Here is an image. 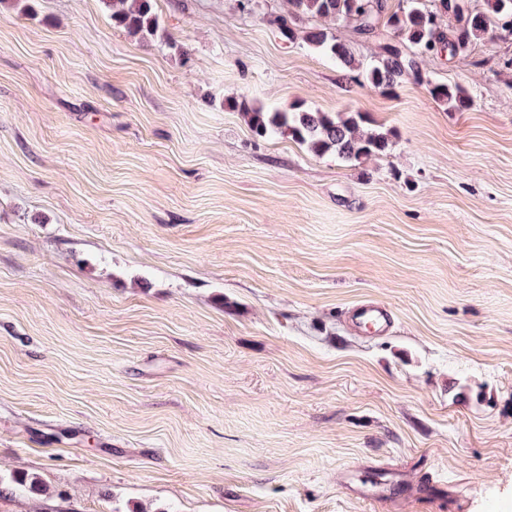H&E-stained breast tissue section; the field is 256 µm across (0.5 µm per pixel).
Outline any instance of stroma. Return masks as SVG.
I'll list each match as a JSON object with an SVG mask.
<instances>
[{
  "label": "stroma",
  "instance_id": "obj_1",
  "mask_svg": "<svg viewBox=\"0 0 512 512\" xmlns=\"http://www.w3.org/2000/svg\"><path fill=\"white\" fill-rule=\"evenodd\" d=\"M154 10L0 5V481L40 479L0 512H512V38L426 61L451 112L280 39L286 0ZM233 98L395 143L318 156ZM110 12L112 23L128 35L139 39L155 36L159 18L153 10V0H102ZM353 317L356 323L367 328H379L386 324L389 315L387 311L376 304L368 303L358 306L354 312Z\"/></svg>",
  "mask_w": 512,
  "mask_h": 512
}]
</instances>
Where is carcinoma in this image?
<instances>
[{"label":"carcinoma","mask_w":512,"mask_h":512,"mask_svg":"<svg viewBox=\"0 0 512 512\" xmlns=\"http://www.w3.org/2000/svg\"><path fill=\"white\" fill-rule=\"evenodd\" d=\"M112 23L139 39L154 36L159 18L153 0H102ZM351 24L354 34L379 41L378 53L368 63L356 58L349 42L318 25L320 21ZM282 38H302L308 45L336 61L346 75L375 89L391 91L404 79L428 89L431 97L450 112H464L473 104L461 84L433 81L422 70L426 58L441 54L454 59L512 29V0H483L473 8L469 0H288V16L272 20ZM228 107L244 116L259 137L286 136L316 155L331 153L344 162H359L381 156L393 145L392 131L364 126L357 111L313 112L297 107L291 111L269 112L245 100H233ZM36 489V478L14 477L0 489V495L22 494Z\"/></svg>","instance_id":"carcinoma-1"}]
</instances>
